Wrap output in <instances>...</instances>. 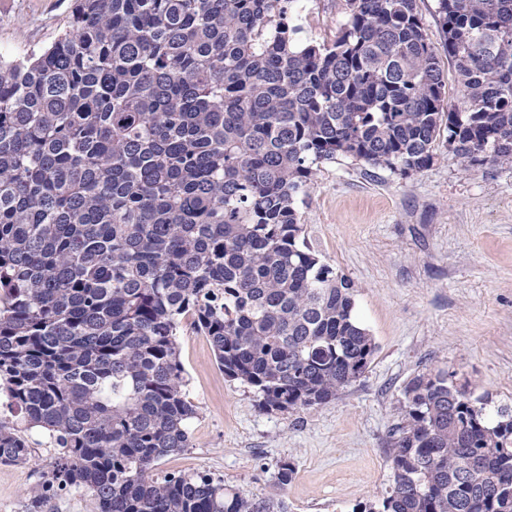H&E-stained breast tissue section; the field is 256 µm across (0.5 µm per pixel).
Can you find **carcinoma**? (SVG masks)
<instances>
[{"label": "carcinoma", "instance_id": "cac0c4a2", "mask_svg": "<svg viewBox=\"0 0 512 512\" xmlns=\"http://www.w3.org/2000/svg\"><path fill=\"white\" fill-rule=\"evenodd\" d=\"M297 0H75L50 46L0 56V463L58 455L23 512L82 490L98 512H286L207 474L151 476L189 447L177 336H207L266 411L311 409L376 350L351 281L297 204L349 155L404 173L435 143L512 165V0H438L446 82L416 0H344L332 42ZM393 483L356 512H512V408L442 370L406 386ZM437 0H416L417 11L422 20L427 38L439 59L446 82L448 106H461L463 87L458 82L453 66L448 63V52L444 48V36L438 17Z\"/></svg>", "mask_w": 512, "mask_h": 512}]
</instances>
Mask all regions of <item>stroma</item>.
<instances>
[{
  "mask_svg": "<svg viewBox=\"0 0 512 512\" xmlns=\"http://www.w3.org/2000/svg\"><path fill=\"white\" fill-rule=\"evenodd\" d=\"M73 0H0V56L50 44ZM439 59L449 105L463 88L448 61L437 0H416ZM344 0H311L302 24L332 41ZM308 245L354 285L355 316L377 343L364 375L308 410L264 411L254 389L229 380L205 336H178L186 393L197 407L190 446L156 476L203 472L288 512H352L391 485V428L408 382L442 369L471 399L512 406V166H466L437 141L430 166L404 173L340 155L320 166L300 202ZM25 465L0 464V512H21L26 489L55 448L33 433ZM294 466L277 485L280 464Z\"/></svg>",
  "mask_w": 512,
  "mask_h": 512,
  "instance_id": "35a3bbf8",
  "label": "stroma"
}]
</instances>
